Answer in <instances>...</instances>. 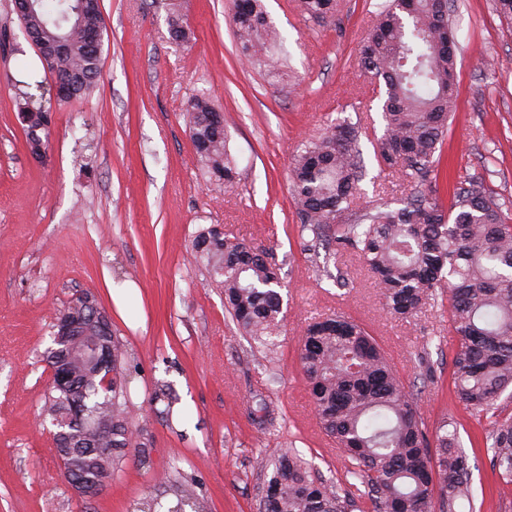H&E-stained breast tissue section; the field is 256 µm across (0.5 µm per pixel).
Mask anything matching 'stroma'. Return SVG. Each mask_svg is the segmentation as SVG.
<instances>
[{
    "mask_svg": "<svg viewBox=\"0 0 512 512\" xmlns=\"http://www.w3.org/2000/svg\"><path fill=\"white\" fill-rule=\"evenodd\" d=\"M175 0H101V75L87 96L53 104L46 157L29 153L18 105L32 83L51 88L11 0H0V512H175L187 482L209 512H258L260 461L294 449L316 475L344 485L347 462L321 429L307 393L298 342L317 316L342 313L384 349L417 400L423 427L456 426L473 446L481 512H512V484L483 446L454 392L455 338L435 303L414 318L386 314L355 254L319 268L302 230L288 173L299 145L326 125L359 123L365 177L352 209L399 208L410 189L380 169L372 142L381 101L357 64V45L382 0H338L314 20L299 0H263L283 34L287 65L268 72L235 37L234 0H176L190 43L169 36ZM458 97L443 143L449 184L468 176L512 212V21L494 0H448ZM224 114L236 177L210 179L185 117L195 96ZM273 248L283 282V331L264 349L239 329L192 254L202 229ZM96 295L126 351L132 448L97 497H78L61 476L43 415L53 325L60 309ZM263 395L274 421L249 413Z\"/></svg>",
    "mask_w": 512,
    "mask_h": 512,
    "instance_id": "obj_1",
    "label": "stroma"
}]
</instances>
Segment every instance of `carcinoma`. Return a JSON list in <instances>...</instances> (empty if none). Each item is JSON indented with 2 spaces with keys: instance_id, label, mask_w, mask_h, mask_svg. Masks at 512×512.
I'll use <instances>...</instances> for the list:
<instances>
[{
  "instance_id": "carcinoma-1",
  "label": "carcinoma",
  "mask_w": 512,
  "mask_h": 512,
  "mask_svg": "<svg viewBox=\"0 0 512 512\" xmlns=\"http://www.w3.org/2000/svg\"><path fill=\"white\" fill-rule=\"evenodd\" d=\"M303 13L320 20L333 15L336 0H300ZM26 24L50 44L59 37L68 49L56 58L58 76L80 79L75 98L90 94L101 58L85 50L84 33L103 25L100 0H38ZM233 24L245 56L265 59L280 39L267 21L261 0H235ZM455 38L448 0H389L360 41L358 63L384 83L383 133L373 149L379 165L400 172L410 186L404 207L368 208L347 223L338 222L359 194L363 177L358 128L334 124L295 156L289 173L295 214L302 229L328 237L337 253H356L379 289L383 309L394 317L415 316L433 296L448 301V323L457 336L452 357L455 393L474 415L491 414L485 445L500 479L512 483V414L502 415L497 400L512 389V218L470 180L440 197L438 145L448 132L457 98ZM19 104L24 131L51 125L50 108ZM219 113L204 94L193 99L187 125L197 154L216 181L231 182L235 165ZM193 252L224 290V307L253 340L271 346L280 331L283 297L279 267L269 248L232 242L214 227L198 233ZM81 335L110 346L111 359L100 370L70 349L54 343L46 361L62 359L71 381L50 387L46 414L51 421L69 415L74 404L90 418L112 425V457L87 453L90 433L67 429L56 435L57 453L74 459L71 476L86 483L114 469L133 446V430L122 411L123 349L112 323L95 297L71 302L56 318ZM299 360L309 395L325 433L349 459L347 474L355 491L319 480L291 451L266 473L259 512H476L470 457L459 447L457 429L440 426L433 438L422 427L417 401L406 391L377 340L355 320L332 313L304 329ZM112 374L108 385L102 380ZM442 494L434 500V487Z\"/></svg>"
}]
</instances>
